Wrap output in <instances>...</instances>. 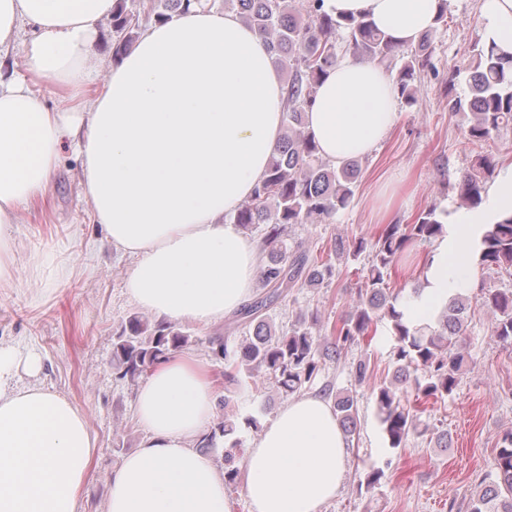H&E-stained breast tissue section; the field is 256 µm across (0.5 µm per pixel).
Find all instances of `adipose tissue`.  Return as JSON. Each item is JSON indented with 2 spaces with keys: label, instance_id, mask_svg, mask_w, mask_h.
I'll list each match as a JSON object with an SVG mask.
<instances>
[{
  "label": "adipose tissue",
  "instance_id": "ef3b65f1",
  "mask_svg": "<svg viewBox=\"0 0 512 512\" xmlns=\"http://www.w3.org/2000/svg\"><path fill=\"white\" fill-rule=\"evenodd\" d=\"M115 0H0V285L12 279V230L45 201L72 144L82 192L105 241L134 255L130 299L162 321L211 323L239 310L260 273L255 246L230 217L267 175L283 123V83L266 41L234 13L193 6L150 24L108 75L95 52ZM338 18H365L398 45L433 27L446 0H324ZM482 36L512 53V0H480ZM33 34L20 40L23 25ZM22 43L25 73L10 47ZM53 82L66 111L39 100ZM393 84L380 65L338 59L316 86L308 131L334 165L371 154L394 127ZM484 206L441 214L445 234L424 261L419 309L448 300L449 271L473 272L486 225L512 215V162ZM35 352L0 342V512H79L96 448L85 413L21 375ZM216 392L193 359L173 354L139 389L146 432L109 479L107 512H232L224 473L194 443ZM346 440L332 406L286 403L242 460L252 512H321L341 487Z\"/></svg>",
  "mask_w": 512,
  "mask_h": 512
}]
</instances>
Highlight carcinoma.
Instances as JSON below:
<instances>
[{
    "label": "carcinoma",
    "mask_w": 512,
    "mask_h": 512,
    "mask_svg": "<svg viewBox=\"0 0 512 512\" xmlns=\"http://www.w3.org/2000/svg\"><path fill=\"white\" fill-rule=\"evenodd\" d=\"M116 0L112 27L121 34L113 55H119L137 37L138 20L125 12ZM164 19L178 14L199 0H159ZM247 25L267 40L275 62L288 68L284 115L287 132L272 156L267 177L253 195L241 204L234 223L248 229L268 224L267 250L261 268V282L268 292L243 306L241 319L253 326L239 357H233L219 342L212 349L224 361V381L239 382V375L251 377L262 371L275 378L291 394L310 382L317 370L316 353L324 358L339 354L340 345L360 337H370L379 321L390 323L397 364L393 379L375 393L383 432L392 449L404 446L417 427L423 405L453 393L464 367L457 350L469 310L465 297L456 294L442 307L438 328L418 327L405 320L390 288L392 267L410 243H426L443 232L436 211L422 213L413 224H388L371 245L362 239L336 238L326 255L314 256L305 250L289 249L279 240L281 226L305 224L311 219L328 221L353 200L359 172L352 159L340 167L324 160L307 131L306 112L315 85L337 59L336 32L346 31L349 49L357 58L397 69L395 91L410 106L416 100L417 72L430 64L434 30L422 33L414 44H393L373 25L360 18L339 22L323 10V0H224ZM468 71V98L448 100V110L462 114L471 142H487L502 128L512 126V54L476 39ZM493 155L477 158L472 170L459 183L460 206L474 209L483 203V183L495 172ZM371 250L372 259L358 291L357 307L340 319L331 332L332 341L319 345L312 322L304 316L281 335H275L263 317L282 295V290L300 286L317 288L334 274L333 261L356 257ZM476 265L488 271L512 269V217L489 225L483 235ZM486 305L495 315L494 336L505 348H512V290L482 289ZM189 337L168 323H153L133 317L113 337L112 361L121 379L135 380L187 344ZM333 409L344 434L357 431V401L348 395L334 397ZM234 432L229 421L221 422L202 436L211 448L217 436ZM494 478L481 482L470 498V512H512V431L500 438L493 460Z\"/></svg>",
    "instance_id": "1"
}]
</instances>
